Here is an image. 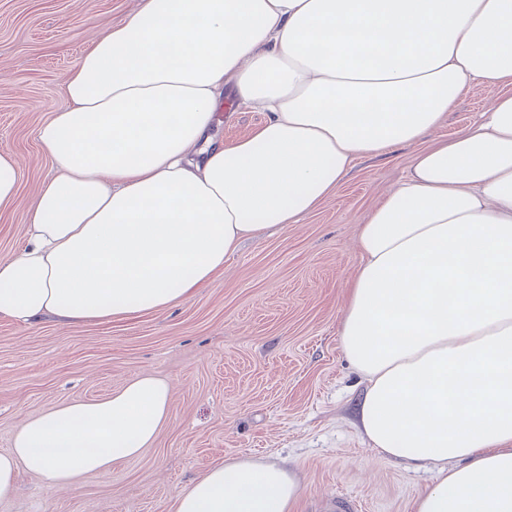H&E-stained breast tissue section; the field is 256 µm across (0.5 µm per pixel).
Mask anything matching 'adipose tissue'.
<instances>
[{"mask_svg":"<svg viewBox=\"0 0 512 512\" xmlns=\"http://www.w3.org/2000/svg\"><path fill=\"white\" fill-rule=\"evenodd\" d=\"M501 92L429 140L468 88ZM232 86L264 112L224 144ZM37 130L55 173L15 255L0 316L99 323L192 297L225 257L297 224L350 164L417 145L407 177L359 221L342 346L365 382L356 425L382 456L432 466L413 512H512V0H144L67 74ZM170 387L145 374L97 402L31 416L0 453L50 489L108 476L153 444ZM295 472L212 464L172 512H294Z\"/></svg>","mask_w":512,"mask_h":512,"instance_id":"ef3b65f1","label":"adipose tissue"}]
</instances>
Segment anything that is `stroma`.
<instances>
[{"mask_svg": "<svg viewBox=\"0 0 512 512\" xmlns=\"http://www.w3.org/2000/svg\"><path fill=\"white\" fill-rule=\"evenodd\" d=\"M141 0H0V151L23 160L14 201L0 208V256L17 253L41 183L53 165L36 130L65 108L68 71ZM499 93L463 94L435 130H465ZM225 100L233 102V91ZM215 137L248 134L263 113L218 109ZM414 147L356 159L339 191L301 223L245 241L224 272L170 308L133 320L34 326L0 318V452L33 414L80 399L102 400L144 374L168 382L172 402L155 443L86 475L65 491L20 472L0 512H170L175 493L232 456L287 463L300 479L298 512H325L328 498L358 512H412L429 469L379 456L354 424L365 384L340 342L345 287L361 257L358 220L407 175Z\"/></svg>", "mask_w": 512, "mask_h": 512, "instance_id": "stroma-1", "label": "stroma"}]
</instances>
